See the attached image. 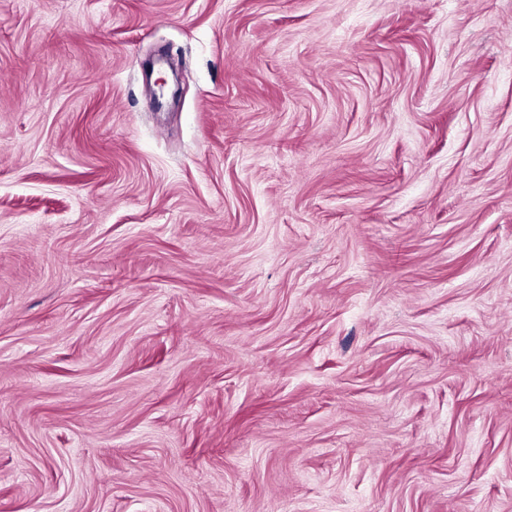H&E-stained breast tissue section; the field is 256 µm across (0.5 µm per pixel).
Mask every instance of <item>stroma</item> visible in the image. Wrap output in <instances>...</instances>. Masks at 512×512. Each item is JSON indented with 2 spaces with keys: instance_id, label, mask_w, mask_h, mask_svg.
<instances>
[{
  "instance_id": "stroma-1",
  "label": "stroma",
  "mask_w": 512,
  "mask_h": 512,
  "mask_svg": "<svg viewBox=\"0 0 512 512\" xmlns=\"http://www.w3.org/2000/svg\"><path fill=\"white\" fill-rule=\"evenodd\" d=\"M0 512H512V0H0Z\"/></svg>"
}]
</instances>
